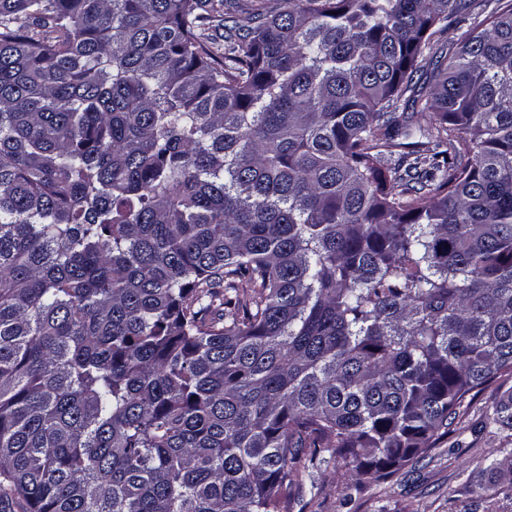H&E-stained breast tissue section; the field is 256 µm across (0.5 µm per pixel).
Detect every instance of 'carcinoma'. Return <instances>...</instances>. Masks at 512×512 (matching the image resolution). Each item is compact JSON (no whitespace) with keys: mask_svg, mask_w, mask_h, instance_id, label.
<instances>
[{"mask_svg":"<svg viewBox=\"0 0 512 512\" xmlns=\"http://www.w3.org/2000/svg\"><path fill=\"white\" fill-rule=\"evenodd\" d=\"M475 2L0 0V512H289L512 373V0Z\"/></svg>","mask_w":512,"mask_h":512,"instance_id":"cac0c4a2","label":"carcinoma"}]
</instances>
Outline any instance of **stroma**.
<instances>
[{
  "label": "stroma",
  "mask_w": 512,
  "mask_h": 512,
  "mask_svg": "<svg viewBox=\"0 0 512 512\" xmlns=\"http://www.w3.org/2000/svg\"><path fill=\"white\" fill-rule=\"evenodd\" d=\"M512 375L466 397L453 430L438 448L415 458L388 481L355 490L351 468L337 460L319 475L317 488L303 492L291 512H512V481L499 479L488 464L512 454V432L491 422Z\"/></svg>",
  "instance_id": "1"
}]
</instances>
